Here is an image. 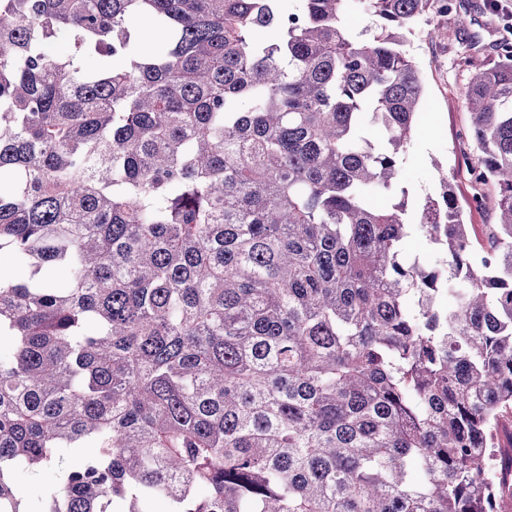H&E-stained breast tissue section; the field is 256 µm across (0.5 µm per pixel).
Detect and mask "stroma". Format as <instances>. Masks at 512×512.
<instances>
[{"label":"stroma","instance_id":"stroma-1","mask_svg":"<svg viewBox=\"0 0 512 512\" xmlns=\"http://www.w3.org/2000/svg\"><path fill=\"white\" fill-rule=\"evenodd\" d=\"M451 2L448 12L433 6L416 21L409 37L408 47L424 85V102L419 134L401 156L399 184L408 189L411 200L420 202L439 190L436 167L447 168L463 220L480 241L497 214L494 199L480 207L471 202L470 171L477 157L468 136L470 115L464 89L479 68L496 59L500 42L512 43V0H501L496 12L489 9L487 0ZM460 11L469 19L463 29L456 23Z\"/></svg>","mask_w":512,"mask_h":512}]
</instances>
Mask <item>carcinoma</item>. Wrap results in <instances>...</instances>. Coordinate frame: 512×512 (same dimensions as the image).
Returning a JSON list of instances; mask_svg holds the SVG:
<instances>
[{"label":"carcinoma","instance_id":"carcinoma-1","mask_svg":"<svg viewBox=\"0 0 512 512\" xmlns=\"http://www.w3.org/2000/svg\"><path fill=\"white\" fill-rule=\"evenodd\" d=\"M281 2L0 0V512H500L512 46L477 247L398 188L434 0ZM56 478L55 471L33 474L26 469H19L15 475L16 483L24 486L27 491L26 503L28 507L45 494L49 485L56 482Z\"/></svg>","mask_w":512,"mask_h":512}]
</instances>
